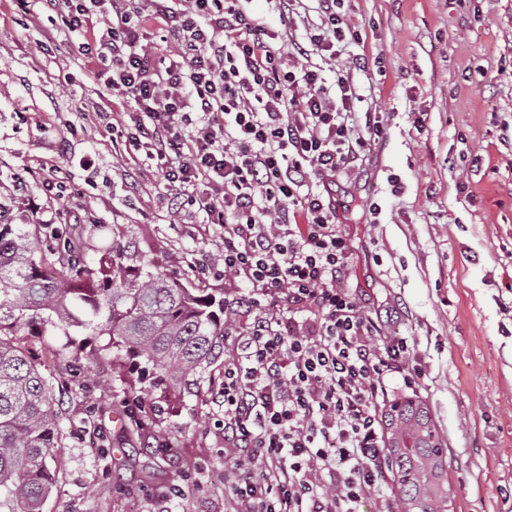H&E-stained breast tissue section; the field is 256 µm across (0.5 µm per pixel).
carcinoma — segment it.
<instances>
[{"instance_id": "obj_1", "label": "carcinoma", "mask_w": 512, "mask_h": 512, "mask_svg": "<svg viewBox=\"0 0 512 512\" xmlns=\"http://www.w3.org/2000/svg\"><path fill=\"white\" fill-rule=\"evenodd\" d=\"M51 235L58 247L38 256L30 225L0 217V512H44L56 486L61 410L42 364L15 341L21 331L106 336L90 354L110 353L141 379L195 385L238 324L222 289L172 288L163 274L124 264L116 247L112 270L96 271L60 230ZM384 423L397 512H446V456L429 407L398 401Z\"/></svg>"}]
</instances>
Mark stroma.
<instances>
[{"instance_id":"35a3bbf8","label":"stroma","mask_w":512,"mask_h":512,"mask_svg":"<svg viewBox=\"0 0 512 512\" xmlns=\"http://www.w3.org/2000/svg\"><path fill=\"white\" fill-rule=\"evenodd\" d=\"M336 10L355 38L323 76L350 69L357 112L381 129L361 174L335 186L340 221L369 255L357 278L404 312L393 330L424 372L416 394L445 446L451 512H512V0H340ZM73 42H43L0 0V196L12 172L39 169L29 194L55 179L67 190L51 207L83 208L67 234L88 264L117 245L170 284L223 287L197 268L219 249V227L202 236L172 215L160 172L131 196L133 163L95 117L112 95L89 80ZM356 54L367 70L351 69ZM62 72L76 83H59ZM62 141L69 158L55 172ZM25 345L63 410L45 512H225L224 410L212 399L223 363L200 385L156 386L63 336Z\"/></svg>"}]
</instances>
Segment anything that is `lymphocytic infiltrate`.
I'll return each instance as SVG.
<instances>
[{"label":"lymphocytic infiltrate","mask_w":512,"mask_h":512,"mask_svg":"<svg viewBox=\"0 0 512 512\" xmlns=\"http://www.w3.org/2000/svg\"><path fill=\"white\" fill-rule=\"evenodd\" d=\"M245 0H16L27 27L76 34L122 121L112 146L160 169L179 216L224 231L219 260L246 293L224 339V500L231 512H396L383 495L377 405L415 390L423 370L393 335L395 306L370 310L351 281L364 253L337 222L328 190L369 146L352 118L346 71L320 65L346 39L327 23L289 53ZM173 46L159 55L154 32Z\"/></svg>","instance_id":"f902f5d3"}]
</instances>
